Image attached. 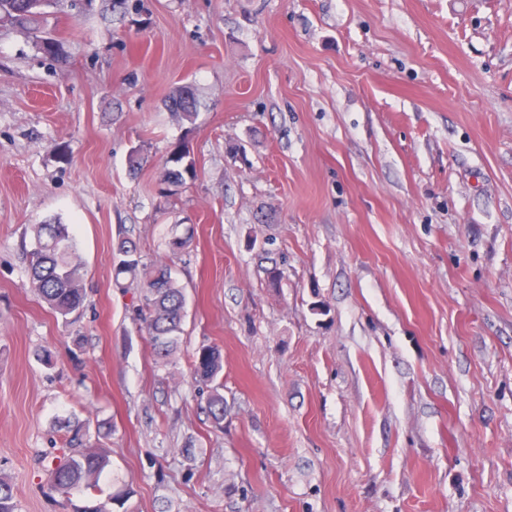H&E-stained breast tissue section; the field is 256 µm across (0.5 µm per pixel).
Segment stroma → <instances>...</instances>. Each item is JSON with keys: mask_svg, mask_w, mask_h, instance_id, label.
<instances>
[{"mask_svg": "<svg viewBox=\"0 0 512 512\" xmlns=\"http://www.w3.org/2000/svg\"><path fill=\"white\" fill-rule=\"evenodd\" d=\"M44 29L63 62L0 24L15 512H512V0H56ZM187 83L191 122L166 107ZM179 142L197 175L167 199ZM43 222L84 263L65 319L27 276ZM121 237L185 290L170 362L113 277ZM79 425L109 464L66 496ZM191 366L195 380L213 385L208 400L209 412L214 421L221 424L224 421V394L221 393L224 385L217 382L223 370L220 351L216 347L203 345L193 354Z\"/></svg>", "mask_w": 512, "mask_h": 512, "instance_id": "35a3bbf8", "label": "stroma"}]
</instances>
